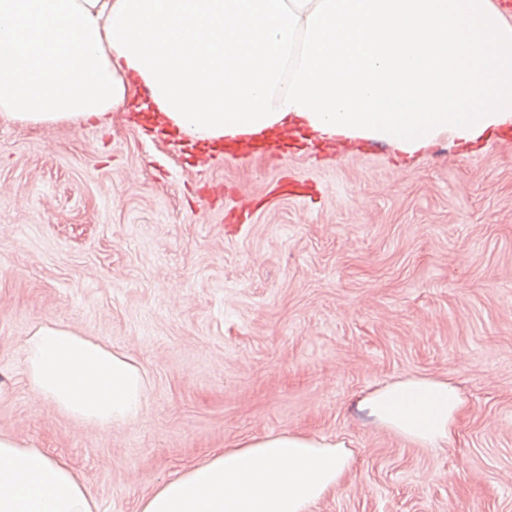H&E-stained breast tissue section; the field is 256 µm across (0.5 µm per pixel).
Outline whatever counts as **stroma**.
Returning a JSON list of instances; mask_svg holds the SVG:
<instances>
[{
    "label": "stroma",
    "instance_id": "obj_1",
    "mask_svg": "<svg viewBox=\"0 0 512 512\" xmlns=\"http://www.w3.org/2000/svg\"><path fill=\"white\" fill-rule=\"evenodd\" d=\"M52 320L128 353L146 408L105 432L36 396ZM411 374L467 410L418 448L352 407ZM344 440L311 512H512V140L407 156L352 144L193 168L171 137L0 120V434L62 457L98 512L243 438Z\"/></svg>",
    "mask_w": 512,
    "mask_h": 512
}]
</instances>
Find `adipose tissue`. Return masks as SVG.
<instances>
[{
	"mask_svg": "<svg viewBox=\"0 0 512 512\" xmlns=\"http://www.w3.org/2000/svg\"><path fill=\"white\" fill-rule=\"evenodd\" d=\"M168 132L204 144L284 126L407 155L512 125V17L496 0H0V119L105 126L133 90ZM28 383L102 430L144 411L125 353L50 321L26 340ZM358 412L408 443L450 442L466 402L416 374L360 394ZM354 465L345 442L265 435L162 481L138 512H310ZM0 512H97L63 460L0 435Z\"/></svg>",
	"mask_w": 512,
	"mask_h": 512,
	"instance_id": "1",
	"label": "adipose tissue"
}]
</instances>
